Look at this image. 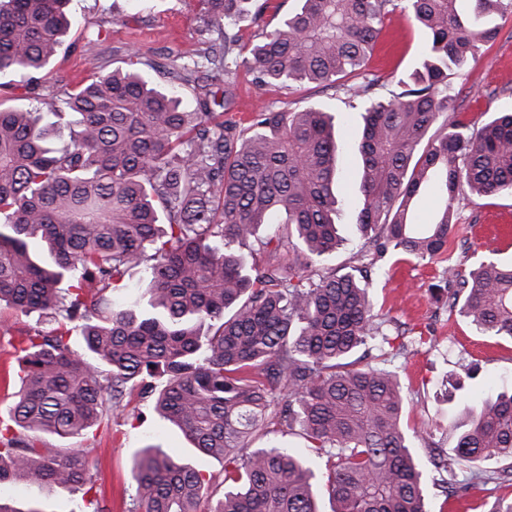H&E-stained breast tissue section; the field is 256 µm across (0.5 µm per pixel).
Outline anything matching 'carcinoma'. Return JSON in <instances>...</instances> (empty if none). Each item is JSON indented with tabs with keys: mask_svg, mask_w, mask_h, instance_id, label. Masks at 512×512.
Returning <instances> with one entry per match:
<instances>
[{
	"mask_svg": "<svg viewBox=\"0 0 512 512\" xmlns=\"http://www.w3.org/2000/svg\"><path fill=\"white\" fill-rule=\"evenodd\" d=\"M199 2L210 38L194 59L169 58L166 85L145 78L135 50L124 70L31 108L0 107V306L37 315L4 376L18 390L0 415V512H47L41 496L54 489L81 495L79 512H105L86 449L51 440L125 415L133 394L201 455L224 460L219 479L143 447L133 466L143 512H427L399 375L353 355L371 343L406 348L392 346L391 320L369 293L376 262L448 251L457 199L512 193V111L465 124L449 83L496 38L495 16L512 14V0H467V12L462 0H297L244 53L237 24L266 3ZM67 3L0 0V75L39 85L70 29ZM397 9L426 41L393 98H366L372 80L348 88L362 103L356 226L367 240L358 274L338 275L322 267L341 243L331 115L262 106L243 123L223 108L241 69L259 89L360 75ZM430 181L436 218L412 224ZM264 224L285 233L263 241ZM253 240L286 245L288 257L250 264L238 248ZM132 271L144 285L136 297L121 294ZM435 291L480 332L512 339V266L450 265ZM456 429L451 457L422 431L448 495L470 491L454 486L456 465L494 459L503 467L486 479L512 481V394L468 409Z\"/></svg>",
	"mask_w": 512,
	"mask_h": 512,
	"instance_id": "carcinoma-1",
	"label": "carcinoma"
}]
</instances>
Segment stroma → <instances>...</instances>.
Segmentation results:
<instances>
[{"mask_svg":"<svg viewBox=\"0 0 512 512\" xmlns=\"http://www.w3.org/2000/svg\"><path fill=\"white\" fill-rule=\"evenodd\" d=\"M199 9L198 0H70L67 11L75 23L63 38L41 93L49 94L80 81L94 67L107 71L123 67L126 51L132 47L152 61L147 76L155 83H165L163 66L168 57L194 56L205 38ZM498 24L495 42L482 46L475 60L451 80L452 86L461 91L457 102L459 118L475 126L485 123L492 113L512 109V15L499 19ZM424 42L423 32L405 13L387 15L382 36L364 68L367 78L374 81L370 97L389 99L400 93L398 79L419 60ZM310 103L322 105L333 115L345 169L336 187L338 197L344 201L337 221L345 242L324 263L325 268L341 274L352 269L353 255L362 244L354 224L359 197L356 159L351 150L360 135L362 117L345 87L336 83L303 84L289 90L259 89L242 72L233 87L229 112L244 120L264 105L297 110ZM455 214L447 254L431 260L387 254L381 269L372 275L370 290L379 313L401 328L422 334L424 341L409 346L404 355L396 358L377 348L369 350L368 360L397 371L408 390L405 428L411 431L436 427V437L446 449L456 443V433L448 425V417L455 409L454 402L448 400L450 374L472 361L479 366L477 377L467 382L465 390L457 392V400L466 399L472 392H512V339L483 335L432 296V287L441 282L448 264L460 262L470 267L489 260L503 265L512 263V246H504L494 237L497 227H512V195H469L456 203ZM128 410L130 416L124 425L105 420L87 437L67 442L68 447L87 449L89 467L95 476L94 493L106 503L109 512H129L135 494L134 454L149 444L221 475L223 461L196 457L183 433L160 418L151 402L132 400ZM455 472L457 482L474 483V490L469 497L456 500L447 498L443 488L428 486L430 512H470L479 504L489 507L500 499H512L511 485L496 480L474 482L470 467L459 466Z\"/></svg>","mask_w":512,"mask_h":512,"instance_id":"35a3bbf8","label":"stroma"}]
</instances>
